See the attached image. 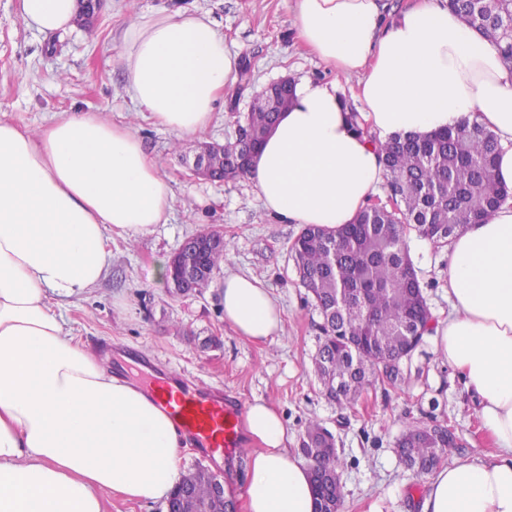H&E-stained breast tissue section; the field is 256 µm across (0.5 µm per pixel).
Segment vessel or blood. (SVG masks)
<instances>
[{
	"mask_svg": "<svg viewBox=\"0 0 512 512\" xmlns=\"http://www.w3.org/2000/svg\"><path fill=\"white\" fill-rule=\"evenodd\" d=\"M174 392V398L161 396L157 402L203 459L231 455L243 447L242 412L235 398L201 390L184 379L178 380Z\"/></svg>",
	"mask_w": 512,
	"mask_h": 512,
	"instance_id": "obj_1",
	"label": "vessel or blood"
}]
</instances>
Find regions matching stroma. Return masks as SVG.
Masks as SVG:
<instances>
[{
    "label": "stroma",
    "instance_id": "obj_1",
    "mask_svg": "<svg viewBox=\"0 0 512 512\" xmlns=\"http://www.w3.org/2000/svg\"><path fill=\"white\" fill-rule=\"evenodd\" d=\"M17 4L0 0V120L34 133L56 112L104 113L136 131L174 191L167 223L134 243L113 238L103 279L66 304L67 329L96 352H142L154 374H179L245 405L266 401L284 421L290 452H297L307 423L319 421L335 436L343 462L342 512H420L428 477L405 470L396 452L406 424L453 427L464 442L461 459L494 452L477 399L460 372L436 354L430 332L401 361L396 385L371 382L344 407L329 400L312 368L321 319L290 257L300 225L268 213L247 179L211 182L187 167L200 142L235 136L251 95L285 76L335 84L362 110L358 77L338 75L300 44L291 0H105L91 29L49 34L27 28ZM176 9L206 14L227 45L247 58L212 125L175 151L170 133L139 114L125 92L120 34L127 20ZM207 227L224 231L225 272L254 276L270 288L284 310L283 335L263 343L238 336L222 316L219 282L194 294H169L159 267L184 239ZM406 240L432 319L443 320L448 250L412 230Z\"/></svg>",
    "mask_w": 512,
    "mask_h": 512
}]
</instances>
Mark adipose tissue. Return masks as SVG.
Here are the masks:
<instances>
[{
	"label": "adipose tissue",
	"mask_w": 512,
	"mask_h": 512,
	"mask_svg": "<svg viewBox=\"0 0 512 512\" xmlns=\"http://www.w3.org/2000/svg\"><path fill=\"white\" fill-rule=\"evenodd\" d=\"M384 0H292L297 35L338 74L359 76L368 134L335 85L303 79L247 177L286 224L351 223L385 180L378 146L478 123L512 189V68L440 0L393 19ZM27 27L75 28L77 0H19ZM123 83L138 112L175 142L204 132L237 79L239 56L205 15L175 11L126 25ZM173 189L128 126L63 112L38 132L0 120V512H105L103 492L168 497L183 439L139 387L65 329L58 308L100 281L108 236L135 241L166 223ZM451 310L435 351L458 369L497 452L437 468L421 512H512V199L448 246ZM225 323L264 342L283 331L269 288L246 274L220 286ZM245 424L246 512H314L308 464L287 448L278 411L257 400Z\"/></svg>",
	"instance_id": "adipose-tissue-1"
}]
</instances>
